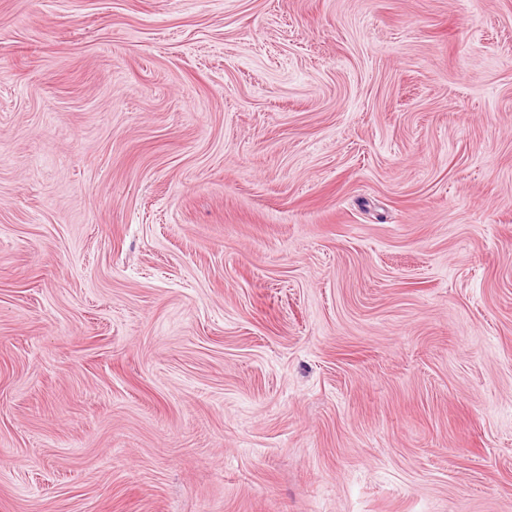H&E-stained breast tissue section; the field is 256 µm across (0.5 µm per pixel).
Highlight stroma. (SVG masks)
Wrapping results in <instances>:
<instances>
[{"label": "stroma", "mask_w": 512, "mask_h": 512, "mask_svg": "<svg viewBox=\"0 0 512 512\" xmlns=\"http://www.w3.org/2000/svg\"><path fill=\"white\" fill-rule=\"evenodd\" d=\"M0 512H512V0H0Z\"/></svg>", "instance_id": "1"}]
</instances>
